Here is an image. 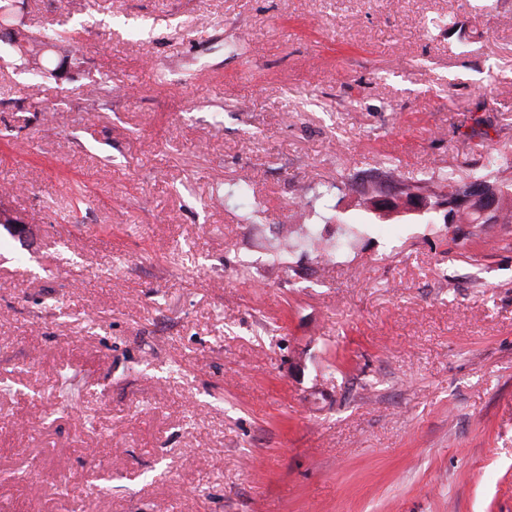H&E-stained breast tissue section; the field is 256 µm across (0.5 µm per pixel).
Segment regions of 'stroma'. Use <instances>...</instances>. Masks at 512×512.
<instances>
[{"mask_svg": "<svg viewBox=\"0 0 512 512\" xmlns=\"http://www.w3.org/2000/svg\"><path fill=\"white\" fill-rule=\"evenodd\" d=\"M483 2L17 4L81 52L59 79L0 41L30 227L0 228V512H512V224L349 181L512 162V0ZM330 184L358 240L273 259Z\"/></svg>", "mask_w": 512, "mask_h": 512, "instance_id": "stroma-1", "label": "stroma"}]
</instances>
